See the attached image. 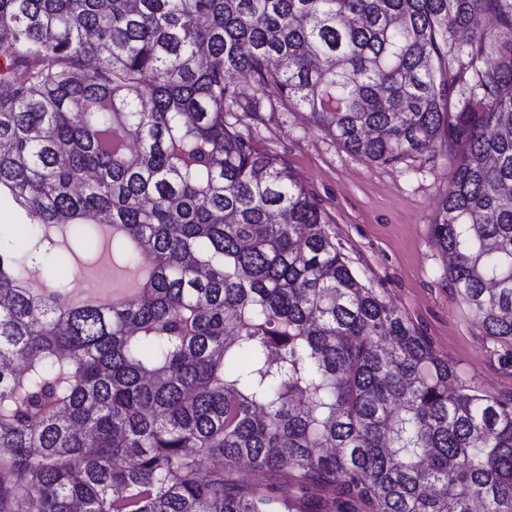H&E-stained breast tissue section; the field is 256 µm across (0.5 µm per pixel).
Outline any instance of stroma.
I'll return each mask as SVG.
<instances>
[{
	"label": "stroma",
	"instance_id": "1",
	"mask_svg": "<svg viewBox=\"0 0 512 512\" xmlns=\"http://www.w3.org/2000/svg\"><path fill=\"white\" fill-rule=\"evenodd\" d=\"M225 120L287 161L320 199L353 268L431 338L456 369L459 385L512 394V363L453 294L446 261L431 238L454 175L446 148L380 165L349 152L299 108L276 104L254 115L229 112Z\"/></svg>",
	"mask_w": 512,
	"mask_h": 512
}]
</instances>
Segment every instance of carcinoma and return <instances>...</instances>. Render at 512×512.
Segmentation results:
<instances>
[{
  "instance_id": "obj_1",
  "label": "carcinoma",
  "mask_w": 512,
  "mask_h": 512,
  "mask_svg": "<svg viewBox=\"0 0 512 512\" xmlns=\"http://www.w3.org/2000/svg\"><path fill=\"white\" fill-rule=\"evenodd\" d=\"M0 33V197L29 221L0 241V512H512V395L449 390L224 120L267 95L378 164L447 146L432 241L512 348V0H0ZM103 217L112 262L153 265L139 295L29 287L66 260L49 226Z\"/></svg>"
}]
</instances>
